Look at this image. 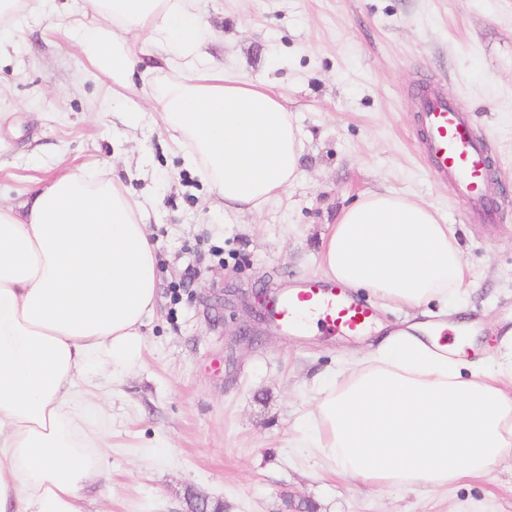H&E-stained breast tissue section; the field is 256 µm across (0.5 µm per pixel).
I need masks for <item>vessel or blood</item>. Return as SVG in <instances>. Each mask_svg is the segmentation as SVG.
Masks as SVG:
<instances>
[{
  "mask_svg": "<svg viewBox=\"0 0 512 512\" xmlns=\"http://www.w3.org/2000/svg\"><path fill=\"white\" fill-rule=\"evenodd\" d=\"M420 119L427 130L426 152L435 176L454 187L468 216L493 220L499 205L484 193L487 156L469 122L451 103L436 94L422 101ZM317 313L327 334H358L373 321L372 308L332 280H305L272 303L268 317L284 335L299 331L298 314Z\"/></svg>",
  "mask_w": 512,
  "mask_h": 512,
  "instance_id": "b4317fda",
  "label": "vessel or blood"
}]
</instances>
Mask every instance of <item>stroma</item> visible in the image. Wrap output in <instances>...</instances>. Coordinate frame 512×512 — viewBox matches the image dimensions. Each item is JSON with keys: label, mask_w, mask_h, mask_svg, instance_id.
<instances>
[{"label": "stroma", "mask_w": 512, "mask_h": 512, "mask_svg": "<svg viewBox=\"0 0 512 512\" xmlns=\"http://www.w3.org/2000/svg\"><path fill=\"white\" fill-rule=\"evenodd\" d=\"M217 65L287 87L303 130L297 178L262 213L225 214L161 122L158 83L113 96L46 13L0 25V202L15 204L63 164L105 172L141 200L155 244L153 312L137 365L96 376L91 429L107 433L112 481L84 512H185L188 492L224 512H512V455L493 478L444 494L364 486L293 448L318 378L372 351V335L282 336L240 327L264 297L322 276L330 224L364 192L434 207L456 228L475 278L449 300L480 339L512 329V0H197ZM454 102L493 163L498 219L469 220L436 181L418 120L425 90Z\"/></svg>", "instance_id": "1"}]
</instances>
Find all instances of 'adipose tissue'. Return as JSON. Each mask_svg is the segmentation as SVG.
I'll list each match as a JSON object with an SVG mask.
<instances>
[{
    "label": "adipose tissue",
    "instance_id": "1",
    "mask_svg": "<svg viewBox=\"0 0 512 512\" xmlns=\"http://www.w3.org/2000/svg\"><path fill=\"white\" fill-rule=\"evenodd\" d=\"M108 15V30L85 17ZM56 23L96 76L130 87L140 56L177 73L159 118L186 162L202 166L224 211L261 212L294 182L303 134L287 91L211 67L191 0H83ZM326 277L398 306L447 301L469 278L435 209L369 191L322 245ZM156 260L145 213L114 179L80 167L0 205V512H81V490L107 479L103 432L86 428L92 367L120 377L138 361L154 308ZM416 322L320 383L295 445L356 484L451 490L491 476L512 453V362L475 364Z\"/></svg>",
    "mask_w": 512,
    "mask_h": 512
}]
</instances>
